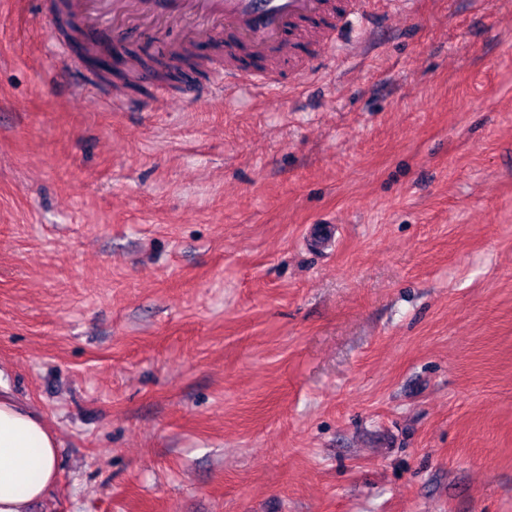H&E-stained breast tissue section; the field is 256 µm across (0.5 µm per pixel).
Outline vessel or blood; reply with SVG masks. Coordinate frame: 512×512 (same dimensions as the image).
Here are the masks:
<instances>
[{"mask_svg": "<svg viewBox=\"0 0 512 512\" xmlns=\"http://www.w3.org/2000/svg\"><path fill=\"white\" fill-rule=\"evenodd\" d=\"M356 0H75L74 7L95 46L112 49L137 33L158 38L177 32V53L198 34L223 37L224 64L216 69L208 93L227 98L237 88L268 85L278 65L293 59L302 44L323 53L334 50L327 22L343 25Z\"/></svg>", "mask_w": 512, "mask_h": 512, "instance_id": "vessel-or-blood-1", "label": "vessel or blood"}]
</instances>
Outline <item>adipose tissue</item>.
Instances as JSON below:
<instances>
[{
    "mask_svg": "<svg viewBox=\"0 0 512 512\" xmlns=\"http://www.w3.org/2000/svg\"><path fill=\"white\" fill-rule=\"evenodd\" d=\"M54 436L26 405L0 395V512H29L57 479Z\"/></svg>",
    "mask_w": 512,
    "mask_h": 512,
    "instance_id": "1",
    "label": "adipose tissue"
}]
</instances>
